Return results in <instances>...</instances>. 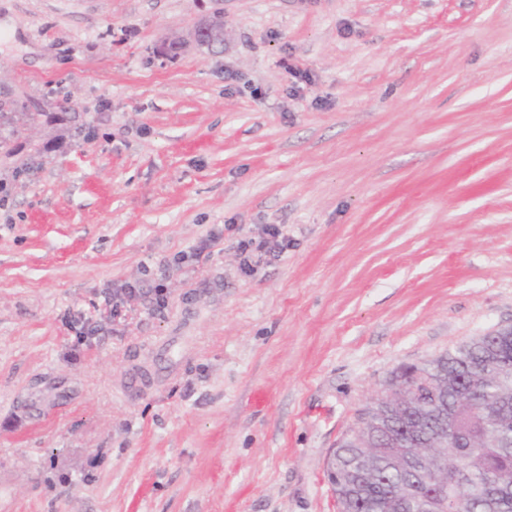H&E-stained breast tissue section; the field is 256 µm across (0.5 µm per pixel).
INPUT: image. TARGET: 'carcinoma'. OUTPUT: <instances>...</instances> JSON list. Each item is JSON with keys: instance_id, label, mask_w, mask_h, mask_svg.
Segmentation results:
<instances>
[{"instance_id": "obj_1", "label": "carcinoma", "mask_w": 512, "mask_h": 512, "mask_svg": "<svg viewBox=\"0 0 512 512\" xmlns=\"http://www.w3.org/2000/svg\"><path fill=\"white\" fill-rule=\"evenodd\" d=\"M211 34L199 46L224 42V18H210ZM435 390L420 396L418 411L398 416L404 443L389 447L373 438L371 447H356L344 439L335 449L336 476L347 479L344 512H425L429 487L440 482V471L452 474L465 458L463 475L444 487L455 512H512V333L476 336L429 362ZM479 389L498 409L484 413L470 399ZM443 407L462 436L448 440V451L437 464H425L416 454L430 448L435 432L418 426L421 412Z\"/></svg>"}]
</instances>
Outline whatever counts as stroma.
<instances>
[{"label": "stroma", "mask_w": 512, "mask_h": 512, "mask_svg": "<svg viewBox=\"0 0 512 512\" xmlns=\"http://www.w3.org/2000/svg\"><path fill=\"white\" fill-rule=\"evenodd\" d=\"M4 19L0 512H336L392 371L512 326V0ZM265 234L267 237L258 241L252 249L251 247H253V244L255 243L252 240L240 243V251L245 255L243 259L244 269H250L251 266V256L248 254V251L251 253L257 251L261 254H269L273 257H278L279 254L288 249V236L283 232L279 225H269L265 230Z\"/></svg>", "instance_id": "35a3bbf8"}]
</instances>
